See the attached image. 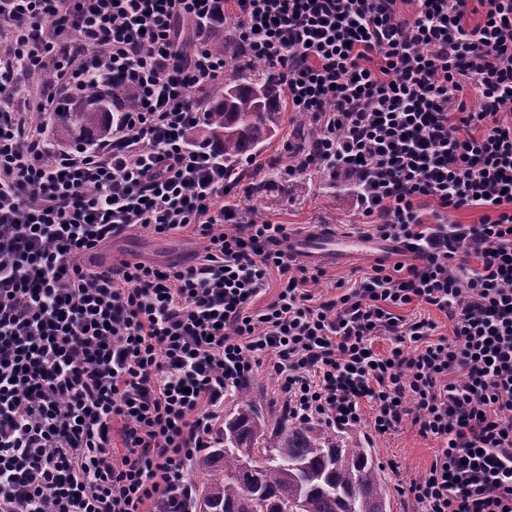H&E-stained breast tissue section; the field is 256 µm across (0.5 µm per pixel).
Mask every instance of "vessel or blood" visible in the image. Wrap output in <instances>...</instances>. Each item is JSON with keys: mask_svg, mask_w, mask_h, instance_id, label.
Wrapping results in <instances>:
<instances>
[{"mask_svg": "<svg viewBox=\"0 0 512 512\" xmlns=\"http://www.w3.org/2000/svg\"><path fill=\"white\" fill-rule=\"evenodd\" d=\"M291 254L312 264L339 263L356 252L369 250L379 255L393 252L391 244L364 241L331 227H320L293 238L289 244Z\"/></svg>", "mask_w": 512, "mask_h": 512, "instance_id": "b4317fda", "label": "vessel or blood"}]
</instances>
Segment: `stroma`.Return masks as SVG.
<instances>
[{
  "label": "stroma",
  "instance_id": "stroma-1",
  "mask_svg": "<svg viewBox=\"0 0 512 512\" xmlns=\"http://www.w3.org/2000/svg\"><path fill=\"white\" fill-rule=\"evenodd\" d=\"M308 133L298 125L294 113L281 112L273 137L262 144L257 164L245 166V184L265 182L262 193L240 196L242 210L254 216L287 227L289 236L302 235L323 225L337 231L358 234V219L351 197L326 173L310 171L293 178H278L268 171L272 160L287 155L289 145L301 141ZM206 241L190 229L175 235H155L142 229H131L99 249L103 262L125 259L151 264H190L201 254ZM372 261L353 257L340 264L323 265L322 278L310 284L314 297L336 295L339 283H352L368 272ZM251 390L268 422H275L283 411L279 401L278 382L268 363L255 367L250 378ZM346 441L370 448L376 462L382 463L390 492L391 512H406L407 503L399 489L408 485L429 467L441 446L435 437H421L417 427L404 423L397 431L378 435L369 425L345 432Z\"/></svg>",
  "mask_w": 512,
  "mask_h": 512
}]
</instances>
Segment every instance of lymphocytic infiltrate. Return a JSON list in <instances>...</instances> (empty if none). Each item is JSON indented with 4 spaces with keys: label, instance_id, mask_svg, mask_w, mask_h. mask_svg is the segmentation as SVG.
<instances>
[{
    "label": "lymphocytic infiltrate",
    "instance_id": "lymphocytic-infiltrate-1",
    "mask_svg": "<svg viewBox=\"0 0 512 512\" xmlns=\"http://www.w3.org/2000/svg\"><path fill=\"white\" fill-rule=\"evenodd\" d=\"M229 3L316 128L290 174L327 172L413 264L314 301L285 225L247 217L223 154L188 139ZM98 68L137 96L95 148L12 109L48 112ZM467 208L479 223H449ZM136 227L207 244L187 266H82ZM411 303L450 334L397 315ZM266 359L293 422L442 440L400 490L411 512H512V0H0V512H193L188 473ZM396 313L398 315L409 318H413L415 316L418 317L421 314L422 317H429L431 320L438 324L439 328L437 329V333L448 335L451 332L450 327L448 328V319L443 312H440L436 309L428 308L423 305H416V303H411L409 305L397 308Z\"/></svg>",
    "mask_w": 512,
    "mask_h": 512
}]
</instances>
